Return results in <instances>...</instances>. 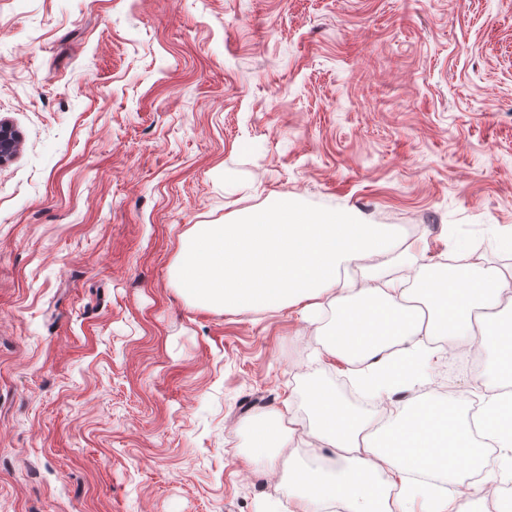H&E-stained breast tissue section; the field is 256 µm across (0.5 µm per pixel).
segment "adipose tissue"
I'll return each mask as SVG.
<instances>
[{
  "label": "adipose tissue",
  "instance_id": "ef3b65f1",
  "mask_svg": "<svg viewBox=\"0 0 512 512\" xmlns=\"http://www.w3.org/2000/svg\"><path fill=\"white\" fill-rule=\"evenodd\" d=\"M512 225L488 239L448 233V261L425 273L423 248L392 224L352 211L304 213L285 198L225 224H196L181 238L173 278L187 300L211 310L320 316L325 355L351 365L359 387L379 401L374 414L334 389L311 384L308 420L276 409L258 417L251 460L284 468L282 501L270 512H468L494 484L512 482ZM361 278H349L353 268ZM401 276H391V268ZM453 353L479 349L484 373L446 402L414 396L434 341ZM408 393L397 412L392 396ZM504 467L484 473L485 444ZM324 450L312 466L302 449Z\"/></svg>",
  "mask_w": 512,
  "mask_h": 512
}]
</instances>
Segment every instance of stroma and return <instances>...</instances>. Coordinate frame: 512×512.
<instances>
[{
	"mask_svg": "<svg viewBox=\"0 0 512 512\" xmlns=\"http://www.w3.org/2000/svg\"><path fill=\"white\" fill-rule=\"evenodd\" d=\"M0 118V512H264L252 413L346 365L189 303L180 236L275 197L433 258L512 225V0H0ZM20 136L13 125L5 120H0V165L12 160L17 152Z\"/></svg>",
	"mask_w": 512,
	"mask_h": 512,
	"instance_id": "stroma-1",
	"label": "stroma"
}]
</instances>
